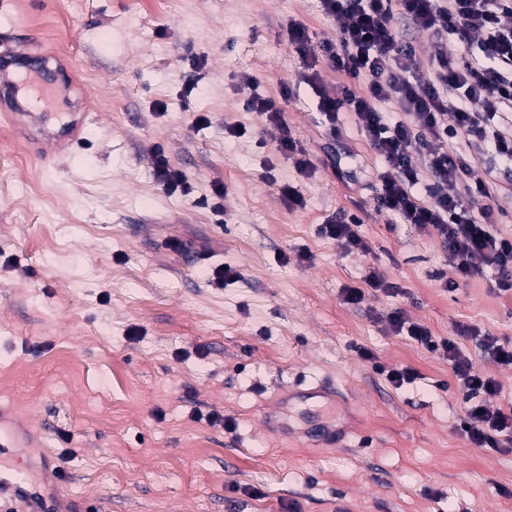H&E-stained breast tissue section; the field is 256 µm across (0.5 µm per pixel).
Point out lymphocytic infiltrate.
Returning a JSON list of instances; mask_svg holds the SVG:
<instances>
[{
  "mask_svg": "<svg viewBox=\"0 0 512 512\" xmlns=\"http://www.w3.org/2000/svg\"><path fill=\"white\" fill-rule=\"evenodd\" d=\"M322 6L341 23L337 42L323 44V55L363 89L344 87L339 97H322L319 107L331 123L339 113H353L382 158L377 212L434 232L460 278L488 267L498 291L511 292L512 236L498 232L492 181L474 177L472 159L489 148L512 164V0H322ZM402 19L452 39L460 54L442 51L427 70H407L416 48L398 30ZM384 103L395 104L397 114L382 112ZM244 106L279 128L281 151L298 174L310 175L311 161L276 102L253 96ZM415 144L424 154L421 168L412 161ZM389 325L427 350L446 351L468 395L500 393L499 383L476 371L452 339H437L400 309ZM459 430L476 447L512 451V404H468Z\"/></svg>",
  "mask_w": 512,
  "mask_h": 512,
  "instance_id": "obj_1",
  "label": "lymphocytic infiltrate"
}]
</instances>
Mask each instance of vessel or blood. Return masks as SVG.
Here are the masks:
<instances>
[{"instance_id":"b4317fda","label":"vessel or blood","mask_w":512,"mask_h":512,"mask_svg":"<svg viewBox=\"0 0 512 512\" xmlns=\"http://www.w3.org/2000/svg\"><path fill=\"white\" fill-rule=\"evenodd\" d=\"M0 112L16 123L28 120L27 141L46 157L70 150L85 138V113L43 51L0 50ZM16 501L23 503L25 512H64L61 497L0 472V512Z\"/></svg>"}]
</instances>
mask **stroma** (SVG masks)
<instances>
[{"label": "stroma", "mask_w": 512, "mask_h": 512, "mask_svg": "<svg viewBox=\"0 0 512 512\" xmlns=\"http://www.w3.org/2000/svg\"><path fill=\"white\" fill-rule=\"evenodd\" d=\"M61 11L62 0H0V40L51 49L91 106L85 144L46 161L0 120V429L19 437L0 469L40 484L36 462L49 457L65 468V497L100 512H512V452L459 433L466 392L446 353L388 330L401 308L455 340L500 383L479 397L496 408L512 402V368L481 335L512 340V294L488 271L448 291L457 278L441 240L377 214L382 160L353 114L331 130L317 110L347 76L321 61L308 84L288 40L298 22L312 50L336 41L319 0H80ZM61 20L66 52L47 34ZM244 73L283 109L311 177L281 153L280 130L244 108ZM158 146L190 195L156 180ZM472 165L502 185L498 229L512 234V165L490 150ZM288 181L303 207L279 196ZM220 185L219 216L198 200ZM343 213L360 218L367 251L319 234ZM225 263L240 280L211 285ZM371 272L400 294L366 289L362 304L345 303L343 289ZM406 366L420 378L395 388L386 373ZM296 384L327 385L336 400L287 401ZM274 412L290 434L265 424Z\"/></svg>", "instance_id": "stroma-1"}]
</instances>
